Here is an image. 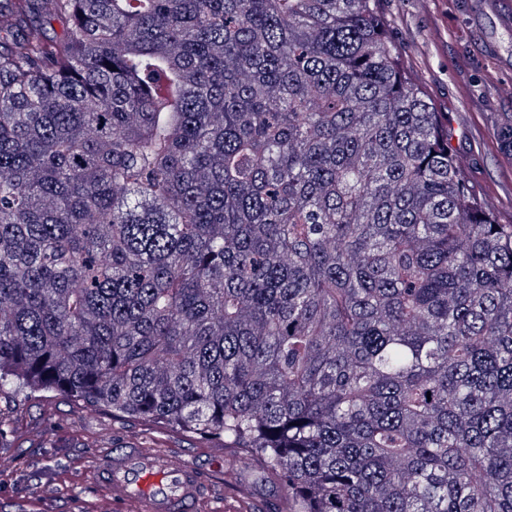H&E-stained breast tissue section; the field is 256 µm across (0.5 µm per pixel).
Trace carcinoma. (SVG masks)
<instances>
[{"instance_id": "obj_1", "label": "carcinoma", "mask_w": 512, "mask_h": 512, "mask_svg": "<svg viewBox=\"0 0 512 512\" xmlns=\"http://www.w3.org/2000/svg\"><path fill=\"white\" fill-rule=\"evenodd\" d=\"M378 2L0 0V398L231 448L273 512H512V224Z\"/></svg>"}]
</instances>
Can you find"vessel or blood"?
<instances>
[{
	"label": "vessel or blood",
	"mask_w": 512,
	"mask_h": 512,
	"mask_svg": "<svg viewBox=\"0 0 512 512\" xmlns=\"http://www.w3.org/2000/svg\"><path fill=\"white\" fill-rule=\"evenodd\" d=\"M94 479L116 512L133 506L138 512H195L219 487L218 480L192 463H177L136 446L99 463Z\"/></svg>",
	"instance_id": "obj_1"
}]
</instances>
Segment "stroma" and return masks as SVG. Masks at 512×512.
Returning <instances> with one entry per match:
<instances>
[{
	"label": "stroma",
	"instance_id": "1",
	"mask_svg": "<svg viewBox=\"0 0 512 512\" xmlns=\"http://www.w3.org/2000/svg\"><path fill=\"white\" fill-rule=\"evenodd\" d=\"M485 3L381 0L379 9L405 71L447 119L449 145L466 158L471 186L494 205L499 222L512 224V156L498 140L503 115L512 113V29ZM0 422L9 427L0 448V512H98L103 500L93 470L130 442L193 463L228 485L248 480L205 439L115 418L62 393L0 399Z\"/></svg>",
	"mask_w": 512,
	"mask_h": 512
}]
</instances>
